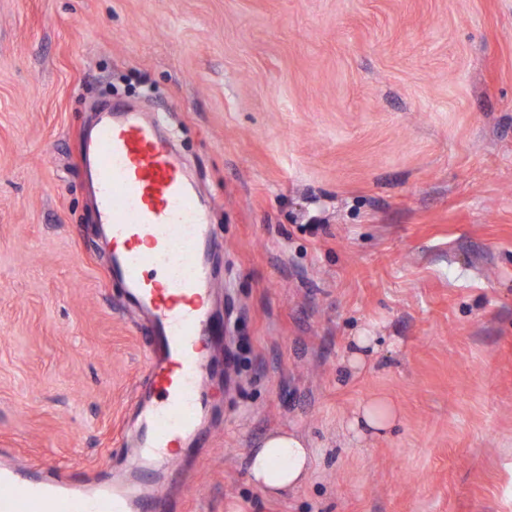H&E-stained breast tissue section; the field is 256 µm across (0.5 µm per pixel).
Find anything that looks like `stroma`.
<instances>
[{
	"mask_svg": "<svg viewBox=\"0 0 512 512\" xmlns=\"http://www.w3.org/2000/svg\"><path fill=\"white\" fill-rule=\"evenodd\" d=\"M111 83L166 113L230 293L175 512H512V0H0V460L35 474L118 468L147 384L83 165ZM375 396L397 427L337 443ZM275 429L317 462L270 497ZM348 348L347 371L351 375H357L376 349L375 336H369L366 332L350 336ZM316 451L296 432L274 431L251 448L245 467L252 483L269 494H283L305 485L314 472Z\"/></svg>",
	"mask_w": 512,
	"mask_h": 512,
	"instance_id": "35a3bbf8",
	"label": "stroma"
}]
</instances>
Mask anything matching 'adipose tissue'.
<instances>
[{
  "label": "adipose tissue",
  "instance_id": "ef3b65f1",
  "mask_svg": "<svg viewBox=\"0 0 512 512\" xmlns=\"http://www.w3.org/2000/svg\"><path fill=\"white\" fill-rule=\"evenodd\" d=\"M398 412L386 402L368 400L342 421L347 443L387 435L397 424ZM316 451L298 433L274 431L264 435L246 456L252 483L269 494L290 492L305 485L314 472Z\"/></svg>",
  "mask_w": 512,
  "mask_h": 512
}]
</instances>
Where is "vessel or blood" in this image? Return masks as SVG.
I'll list each match as a JSON object with an SVG mask.
<instances>
[{
    "instance_id": "obj_1",
    "label": "vessel or blood",
    "mask_w": 512,
    "mask_h": 512,
    "mask_svg": "<svg viewBox=\"0 0 512 512\" xmlns=\"http://www.w3.org/2000/svg\"><path fill=\"white\" fill-rule=\"evenodd\" d=\"M84 150L95 173L99 221L110 232L112 279L149 324L151 384L135 412V443L122 481L34 478L0 465V512H168L162 480L199 447L204 388L231 356L214 360V275L199 261L209 210L162 117L112 105Z\"/></svg>"
}]
</instances>
